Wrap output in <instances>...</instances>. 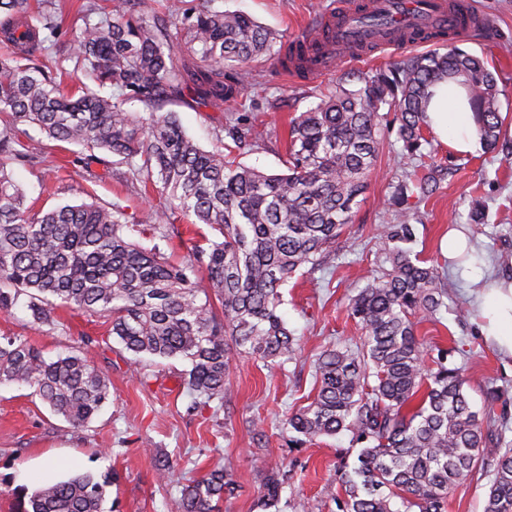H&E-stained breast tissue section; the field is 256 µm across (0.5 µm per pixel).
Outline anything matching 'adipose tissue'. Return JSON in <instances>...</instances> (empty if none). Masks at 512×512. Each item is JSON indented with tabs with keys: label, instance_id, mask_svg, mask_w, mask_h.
Returning <instances> with one entry per match:
<instances>
[{
	"label": "adipose tissue",
	"instance_id": "obj_1",
	"mask_svg": "<svg viewBox=\"0 0 512 512\" xmlns=\"http://www.w3.org/2000/svg\"><path fill=\"white\" fill-rule=\"evenodd\" d=\"M431 129L459 153L474 148L475 114L471 111L464 89L452 81L432 88L426 112ZM483 333L501 349L512 354V283L486 289L482 295Z\"/></svg>",
	"mask_w": 512,
	"mask_h": 512
}]
</instances>
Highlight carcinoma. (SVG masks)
<instances>
[{
  "label": "carcinoma",
  "instance_id": "1",
  "mask_svg": "<svg viewBox=\"0 0 512 512\" xmlns=\"http://www.w3.org/2000/svg\"><path fill=\"white\" fill-rule=\"evenodd\" d=\"M452 6L460 28L433 35L451 44L445 52L410 56L386 69L336 83L335 90L291 119L288 173L269 174L227 159L256 138L245 113L225 115L224 148L205 150L184 132L176 113L163 111L161 96L189 84L205 87L212 103L234 88L224 68L269 55L283 61L279 35L239 11H172L175 32L161 16L124 22L90 18L71 31L74 70L82 73L70 97L35 62L57 37L56 2L30 14L29 0H0L7 23L0 37L13 47L0 56V311L22 308L37 327L61 325L60 307L111 321V334L134 355L182 358L190 363L183 388L189 410L224 402L235 351L272 368L292 359L295 338L279 307L280 289L296 273L324 262L343 228L352 223L375 172L380 110L395 111L404 173L392 219L382 226L392 244L391 269L348 298V312L362 332L361 349H328L315 364L318 392L288 415V426L311 442L351 433L361 445L358 465L341 475L338 512H445L448 495L485 464L493 466L484 512H512V442L485 432L464 393L466 378L441 353L425 365L415 319H434L447 307L440 272L411 257L417 204L441 186L447 169L422 161L428 142L429 89L448 79L462 85L476 114L483 144H499L500 89L485 57L468 53L455 39L477 23L462 0ZM186 49L191 62L173 56ZM110 87L143 103L146 115L95 91ZM23 125H35L51 141L88 152L116 155L132 177L166 195L150 231L164 239L178 217L205 224L219 236L180 263L134 240L144 233L117 207L64 204L45 212L24 207L12 177L16 159L34 162L43 147L24 142ZM416 198L411 204L409 198ZM221 305L216 312L212 301ZM34 389L54 413L84 427L109 400L110 381L85 354L48 359L18 336H0V384ZM109 475L90 473L45 484L29 494L14 489L13 512H103ZM233 480L213 470L180 491V512H214L213 502L234 492ZM281 482L271 476L259 499L276 506Z\"/></svg>",
  "mask_w": 512,
  "mask_h": 512
}]
</instances>
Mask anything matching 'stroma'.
<instances>
[{
    "instance_id": "stroma-1",
    "label": "stroma",
    "mask_w": 512,
    "mask_h": 512,
    "mask_svg": "<svg viewBox=\"0 0 512 512\" xmlns=\"http://www.w3.org/2000/svg\"><path fill=\"white\" fill-rule=\"evenodd\" d=\"M333 0H182L185 9L240 10L280 35L301 38ZM485 25L470 32L461 49L487 56L495 67L506 120L501 139L512 144V0H469ZM415 46L370 54L358 64L311 81L284 77L278 61L252 64L248 85L259 92L252 117L265 136L237 151L238 162L266 173L287 170L284 131L291 117L313 106L338 77H352L418 54ZM238 94L212 106L200 88L167 95L165 110L176 112L187 134L212 149L224 132V115L244 102ZM392 116L381 125L377 171L320 269L296 275L283 288L281 313L297 345L292 360L270 370L260 361L232 357L223 405L188 413L190 399L182 379L190 365L180 358L143 356L144 379H137L131 356L109 334L104 319L60 311L62 331L38 329L22 309L0 312V336H20L56 357L87 350L108 375L111 399L86 427L76 428L32 396L28 386L0 385V512H11L14 487L35 490L51 480L81 473L115 474L105 512H178L180 490L211 470L229 473L237 485L221 512H259L257 501L267 475L284 478L278 512H338L328 490L358 447L350 433L300 441L287 425V414L306 404L315 388L314 362L328 348H355L361 331L346 311L347 298L364 288L386 266L389 243L382 234L390 213L387 200L398 192L405 169L402 143ZM428 163L452 168L441 189L419 206L416 223L420 258L437 266L448 284V307L436 320H422L417 336L425 356L448 348L449 365L463 370L466 392L486 427L512 441V356L500 352L481 333L476 295L494 279L512 280V155L476 143L472 152L456 153L438 135L429 134ZM74 145L48 148L39 162L12 165L35 210L64 203L96 202L122 209L129 223L149 224L166 198L145 192L120 157L78 163ZM68 166V177L55 180L47 169ZM485 206V221L473 224V202ZM463 234L473 249L464 260L448 257L449 230ZM168 456V476L157 473L155 459ZM494 470L474 471L448 497L446 512H484Z\"/></svg>"
}]
</instances>
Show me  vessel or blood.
<instances>
[{
    "mask_svg": "<svg viewBox=\"0 0 512 512\" xmlns=\"http://www.w3.org/2000/svg\"><path fill=\"white\" fill-rule=\"evenodd\" d=\"M453 22L446 0H334L318 18L325 46L310 62L309 74L325 75L338 62L359 60L366 43L383 50L401 47L400 27L441 30Z\"/></svg>",
    "mask_w": 512,
    "mask_h": 512,
    "instance_id": "1",
    "label": "vessel or blood"
}]
</instances>
